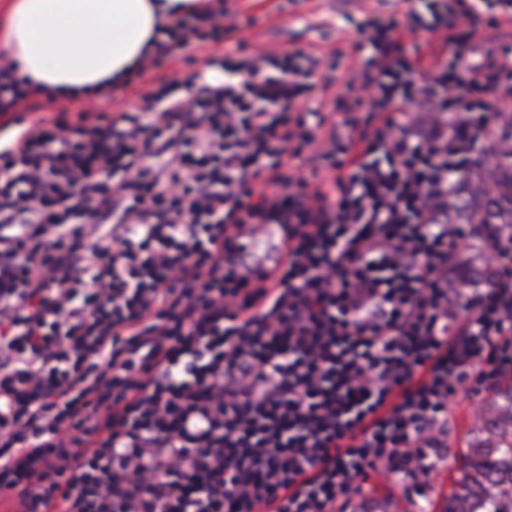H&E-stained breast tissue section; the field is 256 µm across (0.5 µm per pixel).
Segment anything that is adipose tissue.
<instances>
[{"label": "adipose tissue", "mask_w": 512, "mask_h": 512, "mask_svg": "<svg viewBox=\"0 0 512 512\" xmlns=\"http://www.w3.org/2000/svg\"><path fill=\"white\" fill-rule=\"evenodd\" d=\"M195 0H11L0 43L19 77L56 98L93 97L121 85L155 53L163 28Z\"/></svg>", "instance_id": "adipose-tissue-1"}]
</instances>
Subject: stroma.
Wrapping results in <instances>:
<instances>
[{"instance_id": "35a3bbf8", "label": "stroma", "mask_w": 512, "mask_h": 512, "mask_svg": "<svg viewBox=\"0 0 512 512\" xmlns=\"http://www.w3.org/2000/svg\"><path fill=\"white\" fill-rule=\"evenodd\" d=\"M215 7L240 15L237 27L226 29L219 43L207 51L174 48L169 52L162 71L138 73L126 85L113 88L111 96L94 101H54L45 96L31 99V106L50 113L64 112L76 118L78 112H123L130 110L136 99L152 91L158 76H165L176 86L178 94L191 92L189 78L205 71L207 54H235L240 45L268 52L291 49L342 53L341 69L313 77L304 109L308 123H316L317 113L328 112L330 101L340 92L350 75H361L364 63L372 53L357 31L366 14L381 18L399 17L406 12V0H215ZM487 389L460 391L448 416V448L435 462L430 485L423 486L399 477L369 476L361 497L349 502L344 512H416L427 506L429 512H441L448 496L457 491L461 477L459 458L478 438L477 413L490 401Z\"/></svg>"}]
</instances>
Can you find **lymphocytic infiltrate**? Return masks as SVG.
Returning a JSON list of instances; mask_svg holds the SVG:
<instances>
[{"instance_id": "1", "label": "lymphocytic infiltrate", "mask_w": 512, "mask_h": 512, "mask_svg": "<svg viewBox=\"0 0 512 512\" xmlns=\"http://www.w3.org/2000/svg\"><path fill=\"white\" fill-rule=\"evenodd\" d=\"M434 85L406 62L421 21L364 23L373 54L308 126L313 50L252 52L190 98L134 111L16 114L0 69V496L11 512H338L369 474L428 479L450 400L512 370V233L448 221V173L512 104V50L483 64L466 0ZM224 12L174 19L180 47ZM365 118H357L359 109ZM330 163L285 176L304 149ZM278 224L288 258L238 241ZM500 271L464 296L448 262Z\"/></svg>"}]
</instances>
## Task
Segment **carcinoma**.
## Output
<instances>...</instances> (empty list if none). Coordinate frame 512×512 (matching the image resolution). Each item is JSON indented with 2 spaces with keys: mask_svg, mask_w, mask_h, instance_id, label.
<instances>
[{
  "mask_svg": "<svg viewBox=\"0 0 512 512\" xmlns=\"http://www.w3.org/2000/svg\"><path fill=\"white\" fill-rule=\"evenodd\" d=\"M448 223L497 226L512 231V149L492 147L450 178ZM486 437L461 456L460 492L443 512H512V378L495 392L482 417Z\"/></svg>",
  "mask_w": 512,
  "mask_h": 512,
  "instance_id": "obj_1",
  "label": "carcinoma"
}]
</instances>
